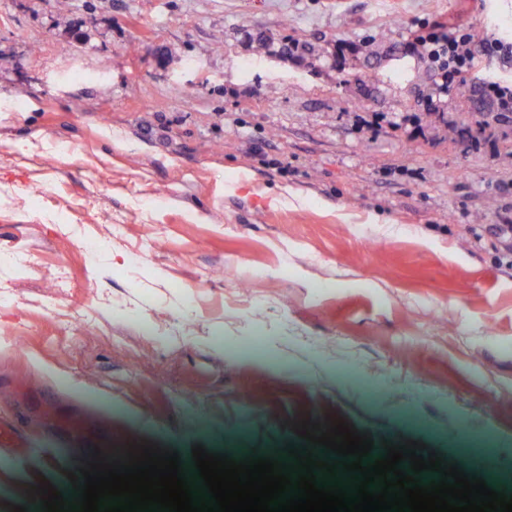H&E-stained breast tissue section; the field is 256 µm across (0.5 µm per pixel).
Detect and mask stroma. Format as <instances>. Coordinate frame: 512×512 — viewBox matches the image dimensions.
I'll return each instance as SVG.
<instances>
[{"instance_id": "35a3bbf8", "label": "stroma", "mask_w": 512, "mask_h": 512, "mask_svg": "<svg viewBox=\"0 0 512 512\" xmlns=\"http://www.w3.org/2000/svg\"><path fill=\"white\" fill-rule=\"evenodd\" d=\"M434 20L512 40V0H0V423L38 449L0 512L84 466L20 387L193 482L320 415L512 497V266L466 232L512 150L409 123Z\"/></svg>"}]
</instances>
